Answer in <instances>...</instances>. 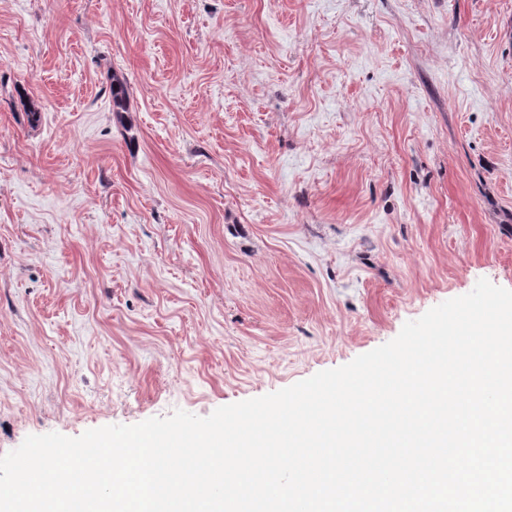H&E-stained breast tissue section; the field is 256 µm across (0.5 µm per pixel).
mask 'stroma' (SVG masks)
Masks as SVG:
<instances>
[{
  "instance_id": "1",
  "label": "stroma",
  "mask_w": 512,
  "mask_h": 512,
  "mask_svg": "<svg viewBox=\"0 0 512 512\" xmlns=\"http://www.w3.org/2000/svg\"><path fill=\"white\" fill-rule=\"evenodd\" d=\"M482 278L512 0H0V456L278 391Z\"/></svg>"
}]
</instances>
